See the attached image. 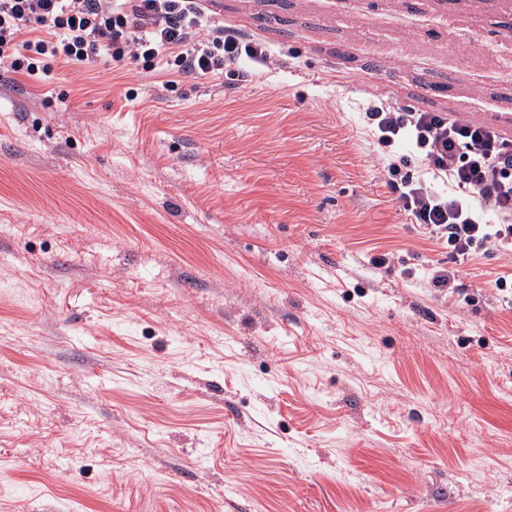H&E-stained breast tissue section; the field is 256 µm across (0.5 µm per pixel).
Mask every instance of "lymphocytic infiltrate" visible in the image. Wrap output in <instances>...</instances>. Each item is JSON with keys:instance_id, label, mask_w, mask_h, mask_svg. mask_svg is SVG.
I'll return each mask as SVG.
<instances>
[{"instance_id": "obj_1", "label": "lymphocytic infiltrate", "mask_w": 512, "mask_h": 512, "mask_svg": "<svg viewBox=\"0 0 512 512\" xmlns=\"http://www.w3.org/2000/svg\"><path fill=\"white\" fill-rule=\"evenodd\" d=\"M105 55L132 57L146 72L160 60L196 78L246 60L259 77L271 52L232 27L210 24L204 0H0L1 69L43 81L50 60L81 66ZM364 117L381 147H407L386 165L388 182L414 223L448 250L430 287L458 293L466 259L512 257V142L453 113L404 112L382 99ZM414 161L423 177L409 173Z\"/></svg>"}]
</instances>
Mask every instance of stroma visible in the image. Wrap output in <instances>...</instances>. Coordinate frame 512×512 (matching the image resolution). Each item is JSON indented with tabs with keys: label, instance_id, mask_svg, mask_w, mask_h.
<instances>
[{
	"label": "stroma",
	"instance_id": "obj_1",
	"mask_svg": "<svg viewBox=\"0 0 512 512\" xmlns=\"http://www.w3.org/2000/svg\"><path fill=\"white\" fill-rule=\"evenodd\" d=\"M208 13L263 78H0V512H512V263L430 288L362 119L512 129V0Z\"/></svg>",
	"mask_w": 512,
	"mask_h": 512
}]
</instances>
